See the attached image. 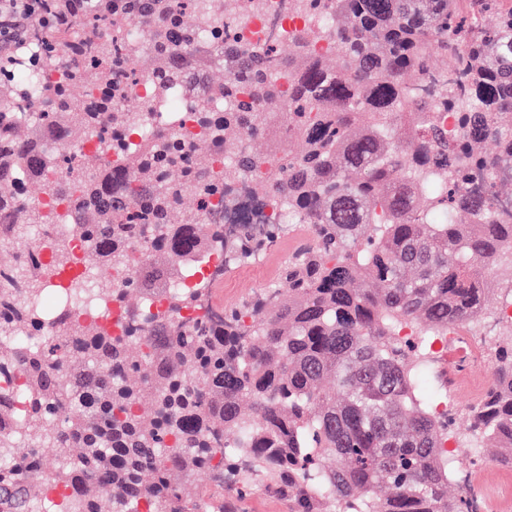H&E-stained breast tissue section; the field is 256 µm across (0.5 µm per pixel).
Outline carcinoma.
I'll return each mask as SVG.
<instances>
[{
	"label": "carcinoma",
	"mask_w": 512,
	"mask_h": 512,
	"mask_svg": "<svg viewBox=\"0 0 512 512\" xmlns=\"http://www.w3.org/2000/svg\"><path fill=\"white\" fill-rule=\"evenodd\" d=\"M224 2L44 0L42 23L0 62V330L28 331L35 314L15 289L39 293L44 276L15 263V244L41 219L36 197L19 199L22 185L47 196L80 185L73 235L88 244L87 274L105 275L162 229L119 300L168 304L138 336L79 325L33 347L0 344V368L23 375L28 401L19 417L0 391V512H185V487L217 457L231 471L248 460L239 494L266 481L294 512H468L466 496H448L457 459L433 412L424 341L396 331L411 321L429 335L483 313L485 269L512 244V224L495 223L469 187L488 176L484 142L512 160V0H306L335 30L336 51L321 60L309 49L322 28L284 30L258 48L238 28L191 41L197 12L222 18ZM132 17L158 44L156 98L177 83L235 107L200 113L208 133L192 143L162 138L133 153L125 191L107 194L106 156L124 148L103 138L91 154L69 148L105 123L138 133L119 103L118 73L137 61L119 39ZM55 66L67 82L41 91L17 73ZM89 88L103 96L88 101ZM441 110L455 113L456 133L437 124ZM263 114L288 125L292 147L258 188L311 226L313 244L288 258L268 308L184 316L208 283H186L185 254L222 250L225 266L245 267L288 232L272 224L259 236L242 224L228 244L224 225L203 217L224 190L211 177L220 152L246 137L260 143L234 154L241 174L272 152L254 132ZM62 127L67 145L45 152ZM471 415L480 447L512 465V348Z\"/></svg>",
	"instance_id": "obj_1"
}]
</instances>
